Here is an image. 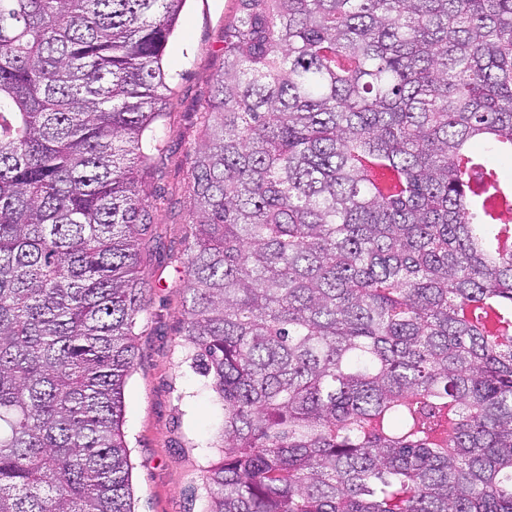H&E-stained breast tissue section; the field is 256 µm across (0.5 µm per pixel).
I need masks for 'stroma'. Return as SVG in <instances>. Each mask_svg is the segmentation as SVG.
Returning a JSON list of instances; mask_svg holds the SVG:
<instances>
[{"mask_svg":"<svg viewBox=\"0 0 512 512\" xmlns=\"http://www.w3.org/2000/svg\"><path fill=\"white\" fill-rule=\"evenodd\" d=\"M235 11V0H187L165 57L172 93L155 130L160 150L144 173L156 195L152 239L140 265L152 290L124 391L138 512H205L203 469L216 457L212 445L224 420L209 380L187 360L184 298L195 148L224 65V25Z\"/></svg>","mask_w":512,"mask_h":512,"instance_id":"1","label":"stroma"}]
</instances>
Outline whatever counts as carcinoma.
I'll return each instance as SVG.
<instances>
[{"label": "carcinoma", "instance_id": "carcinoma-1", "mask_svg": "<svg viewBox=\"0 0 512 512\" xmlns=\"http://www.w3.org/2000/svg\"><path fill=\"white\" fill-rule=\"evenodd\" d=\"M186 0H0V512H135L141 180ZM185 315L205 512H512V0H236Z\"/></svg>", "mask_w": 512, "mask_h": 512}]
</instances>
